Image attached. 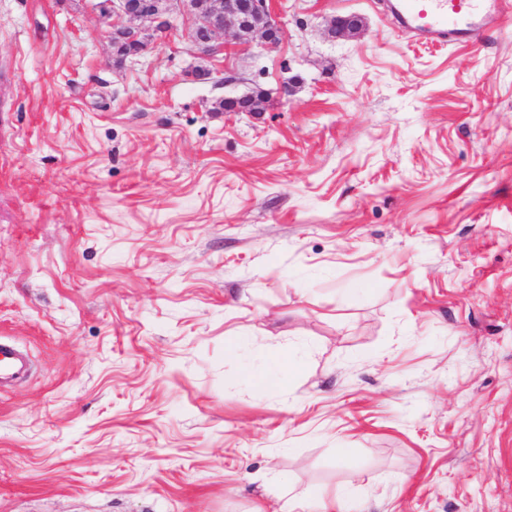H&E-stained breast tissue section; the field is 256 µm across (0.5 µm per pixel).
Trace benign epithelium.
Instances as JSON below:
<instances>
[{
	"instance_id": "7a95c632",
	"label": "benign epithelium",
	"mask_w": 512,
	"mask_h": 512,
	"mask_svg": "<svg viewBox=\"0 0 512 512\" xmlns=\"http://www.w3.org/2000/svg\"><path fill=\"white\" fill-rule=\"evenodd\" d=\"M101 18L116 13L132 24L112 27V47L116 62H137L155 48L157 38L180 24L188 25L191 42L198 55L210 57L220 51L215 43L219 33L230 34L242 44L261 42L266 49L277 47L285 28L273 11L270 0H96ZM364 28L357 15L330 20L328 35L336 39L359 36ZM266 90L252 89L245 95L224 98L226 112H260Z\"/></svg>"
}]
</instances>
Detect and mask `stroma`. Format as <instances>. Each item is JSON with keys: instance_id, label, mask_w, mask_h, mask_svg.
<instances>
[{"instance_id": "35a3bbf8", "label": "stroma", "mask_w": 512, "mask_h": 512, "mask_svg": "<svg viewBox=\"0 0 512 512\" xmlns=\"http://www.w3.org/2000/svg\"><path fill=\"white\" fill-rule=\"evenodd\" d=\"M271 4L274 50L119 66L92 0H0V512H512V14L440 46ZM363 28V20L357 15L336 16L330 20L328 35L336 39L356 38ZM265 96V89L255 87L245 95L224 97L222 106L227 112H262V101ZM27 360L13 344L0 340V381L14 379L22 374ZM297 359L281 351H271L267 354L265 365L256 369L249 362H245L242 370L244 381L260 387L269 394H278L285 390L288 376L297 366ZM348 498L349 491L345 488L338 489L331 493L320 490L319 488H313L309 492L310 501L321 503L322 509L325 512L335 511L336 508L341 509Z\"/></svg>"}]
</instances>
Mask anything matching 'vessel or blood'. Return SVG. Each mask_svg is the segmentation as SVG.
Returning <instances> with one entry per match:
<instances>
[{"label":"vessel or blood","instance_id":"vessel-or-blood-1","mask_svg":"<svg viewBox=\"0 0 512 512\" xmlns=\"http://www.w3.org/2000/svg\"><path fill=\"white\" fill-rule=\"evenodd\" d=\"M391 11L402 25L438 43L475 37L488 23L512 13V0H397ZM27 360L13 344L0 340V381L18 377Z\"/></svg>","mask_w":512,"mask_h":512}]
</instances>
